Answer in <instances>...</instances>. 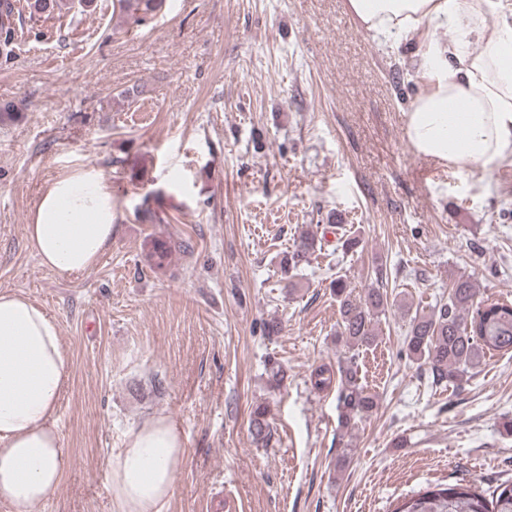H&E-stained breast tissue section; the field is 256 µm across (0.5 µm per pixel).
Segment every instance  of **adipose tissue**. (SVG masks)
<instances>
[{"label":"adipose tissue","instance_id":"adipose-tissue-1","mask_svg":"<svg viewBox=\"0 0 512 512\" xmlns=\"http://www.w3.org/2000/svg\"><path fill=\"white\" fill-rule=\"evenodd\" d=\"M347 9L392 49L417 46L425 88L406 125L415 152L458 170L512 163V0H347ZM115 229L112 191L94 169L56 181L25 227L40 263L64 276L93 268ZM71 375L57 322L24 293L1 291L0 501L11 512H34L63 478L57 414ZM182 453L170 418L132 428L107 461L115 512H163Z\"/></svg>","mask_w":512,"mask_h":512}]
</instances>
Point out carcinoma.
<instances>
[{
    "instance_id": "obj_1",
    "label": "carcinoma",
    "mask_w": 512,
    "mask_h": 512,
    "mask_svg": "<svg viewBox=\"0 0 512 512\" xmlns=\"http://www.w3.org/2000/svg\"><path fill=\"white\" fill-rule=\"evenodd\" d=\"M72 0H26L29 16L49 15L71 8ZM125 14V22L142 26L152 13L162 8L163 0H117ZM12 10L0 11V57L14 55ZM188 244L168 239L151 241L146 254L149 265L161 270L175 251H187ZM322 250V240L314 232H303L288 255V270L293 271ZM339 320L336 341L350 351L336 368L323 367L311 375L318 390L337 385L340 424L348 428L369 416L378 405L377 396L369 391L358 376L356 351L373 345L379 314L388 306L387 291L368 289L363 297L353 294L350 285L336 278L332 286ZM408 357L429 367L435 384L456 387L467 381L485 357L494 352H512V300H484L478 297L471 278L463 273L450 279L448 301L429 313L410 317V331L405 339ZM267 409L258 406L251 414L252 435L258 442H268L271 431L266 421ZM394 512H512V484L497 488L496 495L486 499L475 486L455 485L427 489L404 500Z\"/></svg>"
}]
</instances>
